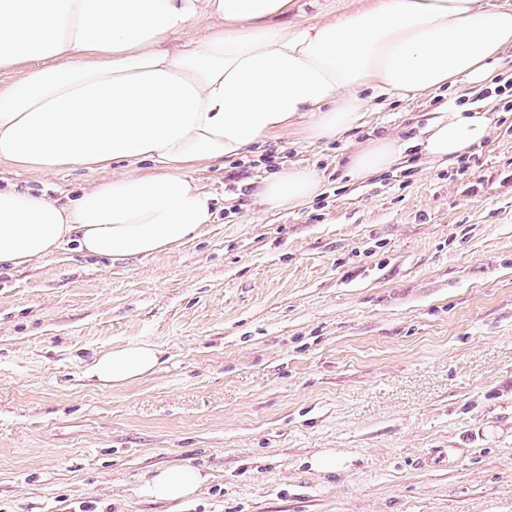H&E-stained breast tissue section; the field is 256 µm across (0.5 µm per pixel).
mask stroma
Here are the masks:
<instances>
[{
	"instance_id": "35a3bbf8",
	"label": "stroma",
	"mask_w": 512,
	"mask_h": 512,
	"mask_svg": "<svg viewBox=\"0 0 512 512\" xmlns=\"http://www.w3.org/2000/svg\"><path fill=\"white\" fill-rule=\"evenodd\" d=\"M494 83L383 96L341 139L291 129L199 166L214 221L169 251L1 265L0 512H512V49ZM463 103L498 112L494 139L426 159L428 121ZM382 138L398 162L352 179ZM290 165L320 193L265 210L258 183ZM122 171L0 162V188L64 203ZM141 341L152 375L88 379ZM167 466L206 481L153 499Z\"/></svg>"
}]
</instances>
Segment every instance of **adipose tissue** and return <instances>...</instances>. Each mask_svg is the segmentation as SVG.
Listing matches in <instances>:
<instances>
[{"label": "adipose tissue", "mask_w": 512, "mask_h": 512, "mask_svg": "<svg viewBox=\"0 0 512 512\" xmlns=\"http://www.w3.org/2000/svg\"><path fill=\"white\" fill-rule=\"evenodd\" d=\"M297 0H0V162L37 172L122 174L68 204L0 188V264L22 266L76 240L86 253L166 251L212 223L193 172L245 155L296 126L320 141L342 136L366 109L365 92L406 96L461 82L491 83L512 48V8L480 0H371L326 19L289 23ZM201 18L204 41L167 43ZM486 112L459 108L429 126L420 147L445 160L482 146ZM401 151L389 139L355 150L365 178ZM151 172H141L142 162ZM320 191L318 173L292 165L258 185L269 210ZM151 344L102 353L88 374L121 387L155 371ZM204 476L159 469L148 495L188 498Z\"/></svg>", "instance_id": "1"}]
</instances>
